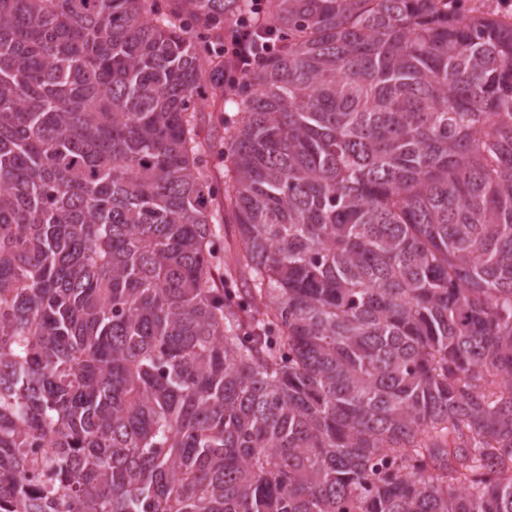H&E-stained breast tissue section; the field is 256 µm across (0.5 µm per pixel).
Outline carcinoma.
<instances>
[{
  "label": "carcinoma",
  "instance_id": "1",
  "mask_svg": "<svg viewBox=\"0 0 512 512\" xmlns=\"http://www.w3.org/2000/svg\"><path fill=\"white\" fill-rule=\"evenodd\" d=\"M452 2L266 0L245 69L249 0H0V512H512V23Z\"/></svg>",
  "mask_w": 512,
  "mask_h": 512
}]
</instances>
